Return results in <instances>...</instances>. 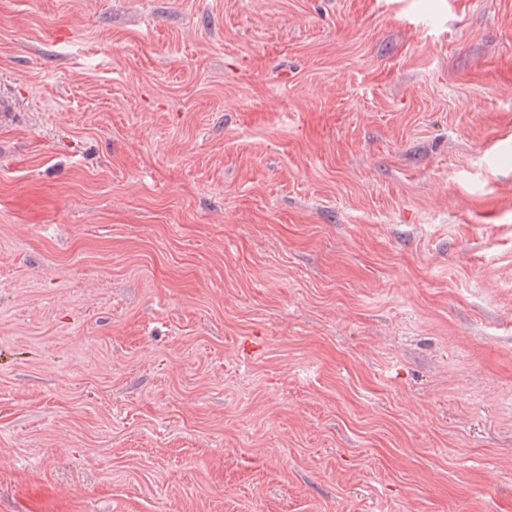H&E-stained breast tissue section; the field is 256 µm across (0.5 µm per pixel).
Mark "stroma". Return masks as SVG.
<instances>
[{"mask_svg": "<svg viewBox=\"0 0 512 512\" xmlns=\"http://www.w3.org/2000/svg\"><path fill=\"white\" fill-rule=\"evenodd\" d=\"M0 512H512V0H0Z\"/></svg>", "mask_w": 512, "mask_h": 512, "instance_id": "obj_1", "label": "stroma"}]
</instances>
